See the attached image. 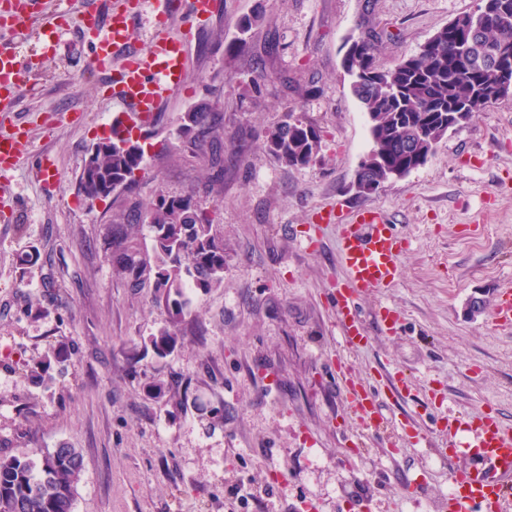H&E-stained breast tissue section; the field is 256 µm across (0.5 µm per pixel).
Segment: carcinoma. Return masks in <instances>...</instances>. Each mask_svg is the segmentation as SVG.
Wrapping results in <instances>:
<instances>
[{"instance_id": "obj_1", "label": "carcinoma", "mask_w": 512, "mask_h": 512, "mask_svg": "<svg viewBox=\"0 0 512 512\" xmlns=\"http://www.w3.org/2000/svg\"><path fill=\"white\" fill-rule=\"evenodd\" d=\"M382 34L359 21L347 41L342 67L349 90L367 115L371 149L361 162L371 188L425 165L455 114L469 120L512 95V0H478L473 12L438 29L413 55L385 67L379 62ZM213 105L199 104L177 119V139L192 153H209L207 185L224 181V147ZM321 135L293 110L269 133L266 150L280 164L306 166L319 152ZM142 137L101 140L89 153L79 188L90 200L117 189L132 193L145 155ZM217 205L194 191L170 196L159 191L147 206H133L112 225V267L131 287L153 282V299L171 311L172 328L152 336V352L163 358L174 348L187 314L188 287L209 288L224 274V243L213 232ZM152 234L153 263L141 256L138 231ZM83 460L69 446L29 454L0 455V512H73Z\"/></svg>"}]
</instances>
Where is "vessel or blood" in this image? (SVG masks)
<instances>
[{"label":"vessel or blood","mask_w":512,"mask_h":512,"mask_svg":"<svg viewBox=\"0 0 512 512\" xmlns=\"http://www.w3.org/2000/svg\"><path fill=\"white\" fill-rule=\"evenodd\" d=\"M156 19L148 37V50L133 46V33L141 15L140 0H113L104 12L102 0H82L72 13L60 0L53 14H46L44 0H0V221L11 222L18 203L2 177L23 160H34L43 186L58 179L53 160L36 152L22 138L17 124L21 94L39 77L47 59L56 55L62 32H74L90 44V71L110 91L119 105L101 136L128 135L152 122L180 90L186 73L187 45L169 33L166 24L181 20L184 30L204 24L218 10L219 0H150ZM316 220L335 225L342 276L332 290L336 321L348 348L366 345L369 337L360 324L357 298L367 291L394 287L400 278V256L405 243L380 210L368 209L342 218L334 210L320 211ZM335 371L345 385L357 423L378 430L382 416L377 392L362 384L342 364ZM448 459L459 453L493 465V472L464 468L451 477L452 489L445 499L446 512H503L512 497V428L487 413H465L442 426ZM466 443H458V432Z\"/></svg>","instance_id":"obj_1"}]
</instances>
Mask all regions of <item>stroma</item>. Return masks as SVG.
<instances>
[{
  "instance_id": "obj_1",
  "label": "stroma",
  "mask_w": 512,
  "mask_h": 512,
  "mask_svg": "<svg viewBox=\"0 0 512 512\" xmlns=\"http://www.w3.org/2000/svg\"><path fill=\"white\" fill-rule=\"evenodd\" d=\"M476 3L224 0L189 44L185 87L150 130L134 193L94 201L79 176L114 106L86 68L88 48L63 33L60 55L21 96L59 186L46 195L24 163L8 179L21 209L0 223V454L78 448L74 512H437L469 460L439 455L435 424L486 411L512 425V328L489 306L468 310L512 289V97L448 133L426 166L360 195L352 181L371 141L340 47L368 17L385 31L391 65ZM246 15L258 21L236 52ZM260 60L279 77L257 87ZM202 101L219 102L236 136L214 191L202 186L204 158L175 135L179 115ZM290 103L322 131L306 167L275 162L263 145ZM194 188L219 204L224 275L188 292L202 334L183 322L158 358L143 345L168 309L115 274L107 227L159 191ZM336 204L381 209L407 243L396 286L358 299L372 338L359 349L344 345L331 300L342 273L336 227L315 221ZM386 305L402 316L390 336L377 322ZM335 359L378 388L379 432L352 418ZM394 369L411 376L413 397L384 390ZM404 420L414 433L402 438Z\"/></svg>"
}]
</instances>
